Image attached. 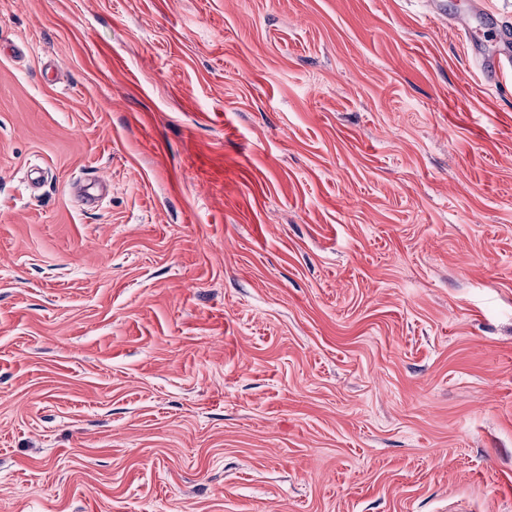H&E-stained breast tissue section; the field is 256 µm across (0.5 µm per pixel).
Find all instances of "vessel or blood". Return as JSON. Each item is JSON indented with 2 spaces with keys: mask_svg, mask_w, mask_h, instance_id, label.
<instances>
[{
  "mask_svg": "<svg viewBox=\"0 0 512 512\" xmlns=\"http://www.w3.org/2000/svg\"><path fill=\"white\" fill-rule=\"evenodd\" d=\"M448 24L461 37L466 53L480 61L488 78L499 80L512 73V27L498 23L484 0H472L469 10L450 15Z\"/></svg>",
  "mask_w": 512,
  "mask_h": 512,
  "instance_id": "vessel-or-blood-1",
  "label": "vessel or blood"
}]
</instances>
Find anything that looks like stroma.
Masks as SVG:
<instances>
[{"instance_id": "stroma-1", "label": "stroma", "mask_w": 512, "mask_h": 512, "mask_svg": "<svg viewBox=\"0 0 512 512\" xmlns=\"http://www.w3.org/2000/svg\"><path fill=\"white\" fill-rule=\"evenodd\" d=\"M0 512H512V77L425 0H0Z\"/></svg>"}]
</instances>
